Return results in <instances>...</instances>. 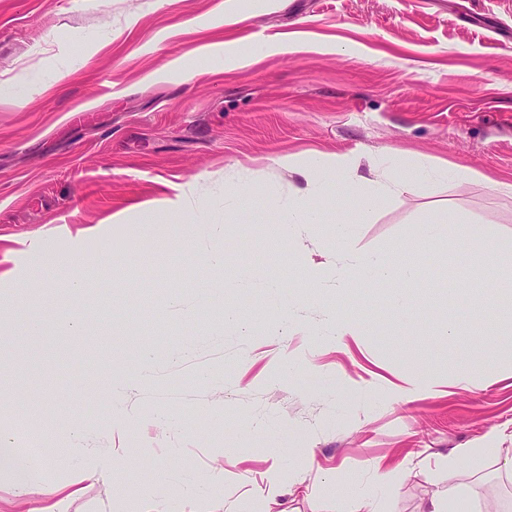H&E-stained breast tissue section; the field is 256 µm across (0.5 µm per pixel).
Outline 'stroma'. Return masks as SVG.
<instances>
[{"label":"stroma","instance_id":"1","mask_svg":"<svg viewBox=\"0 0 512 512\" xmlns=\"http://www.w3.org/2000/svg\"><path fill=\"white\" fill-rule=\"evenodd\" d=\"M2 83L0 421L46 460L25 493L0 473V512H126L128 466L162 512H352L360 492L425 512L451 485L469 512H512V313L483 274L441 277L512 235V194L487 185L512 183V0H0ZM312 152L481 178L415 184L357 225L359 252L424 276L360 288L337 283L329 235L357 212L352 186L323 179L319 223L271 239L303 184L274 159ZM432 217L447 238L417 242ZM397 291L408 313L380 310ZM416 360L430 385L408 397ZM374 461L391 471L378 492Z\"/></svg>","mask_w":512,"mask_h":512}]
</instances>
